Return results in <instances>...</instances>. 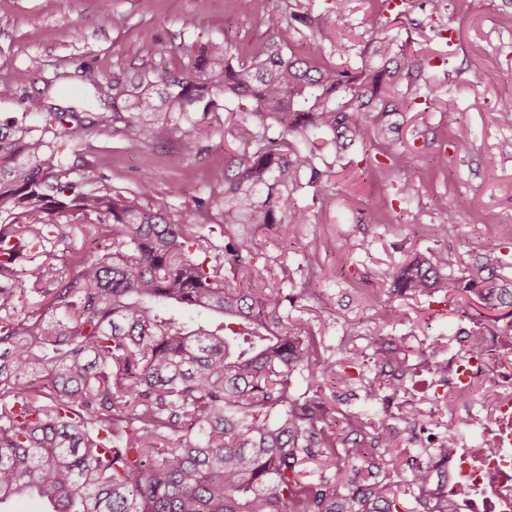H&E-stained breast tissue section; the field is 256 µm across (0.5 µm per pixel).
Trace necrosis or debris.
I'll list each match as a JSON object with an SVG mask.
<instances>
[{
	"instance_id": "necrosis-or-debris-1",
	"label": "necrosis or debris",
	"mask_w": 512,
	"mask_h": 512,
	"mask_svg": "<svg viewBox=\"0 0 512 512\" xmlns=\"http://www.w3.org/2000/svg\"><path fill=\"white\" fill-rule=\"evenodd\" d=\"M444 378L446 393L430 404L463 408L462 426L479 429L480 448L455 446L439 467L436 486L441 495L455 499L457 512H512V370L488 369L482 356H450ZM487 379L498 390L494 410H485L474 396L478 380Z\"/></svg>"
}]
</instances>
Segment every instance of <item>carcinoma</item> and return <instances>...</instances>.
Segmentation results:
<instances>
[{
    "label": "carcinoma",
    "mask_w": 512,
    "mask_h": 512,
    "mask_svg": "<svg viewBox=\"0 0 512 512\" xmlns=\"http://www.w3.org/2000/svg\"><path fill=\"white\" fill-rule=\"evenodd\" d=\"M303 28L319 23L295 11L245 48L184 44L190 66L139 76L131 111L115 105L85 126L97 134L121 124L149 144L191 136L199 110L247 103L251 119L232 127L224 169L222 246L203 224L208 198L174 217L146 204L149 174L131 198L103 174L71 180L56 133L69 113L32 99L25 111L43 125L0 121V249L11 252L0 260V501L29 492L53 512H404L410 496L420 512H454L448 499L420 495L453 427L442 447L387 460L368 449L393 447L390 425L339 418L319 396L328 378L394 394L399 361L376 363L372 378L340 372L285 316L307 291L251 287L262 275L244 225L293 223L302 179L325 176L319 148L298 139L323 132L338 153L378 142L389 168L412 165L389 134L391 117L416 103L424 59L382 32L353 75L291 51ZM69 223L93 232L94 247L58 256L49 245ZM498 263L490 254L456 274L445 250L415 254L391 270L390 288L512 307ZM28 292L40 299L18 308ZM375 304L382 326L400 320L398 307Z\"/></svg>",
    "instance_id": "cac0c4a2"
}]
</instances>
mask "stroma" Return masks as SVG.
Masks as SVG:
<instances>
[{
    "instance_id": "obj_1",
    "label": "stroma",
    "mask_w": 512,
    "mask_h": 512,
    "mask_svg": "<svg viewBox=\"0 0 512 512\" xmlns=\"http://www.w3.org/2000/svg\"><path fill=\"white\" fill-rule=\"evenodd\" d=\"M299 6L319 18L322 29L301 32L295 53L329 59L340 35L350 47L344 65L358 69L369 59L372 31L381 27L425 58L419 83L436 93L399 121L398 136L413 153L409 170L379 166L375 146L325 151L330 175L294 193L296 224L253 226L263 283L287 292L307 289L287 313L316 336L325 356L364 365L384 344L409 365L403 385L425 404L436 376L417 364L420 342L450 355L476 323L497 328L511 320L502 311L488 315L477 304L434 295L401 299V321L381 329L378 310L366 298L390 299L392 268L427 251H447L455 272L491 252L502 260L501 274L512 279V125L494 120L499 103L512 99V0H451L437 20L426 0H406L399 19L368 0H348L341 11L334 0H257L249 14L233 0H0V84L11 89L0 97V119L40 125V117L24 112L32 98L42 99L46 110L70 113L58 140L72 179L103 174L130 192L151 172L157 201L172 210L211 198L212 240L222 243L216 228L225 154L232 148L226 132L243 118L237 106L198 115L190 140L172 134L148 145L134 144L124 129L87 134L81 118L111 111L113 79L126 82L159 64L185 68L182 43L256 41ZM461 70L480 73L481 86L458 82ZM460 137L466 147H456ZM450 213L456 230L445 237L439 227ZM307 250L316 265L304 260ZM331 268L332 278L326 275ZM322 395L341 413L390 418L380 396L367 395L360 383L329 381Z\"/></svg>"
}]
</instances>
